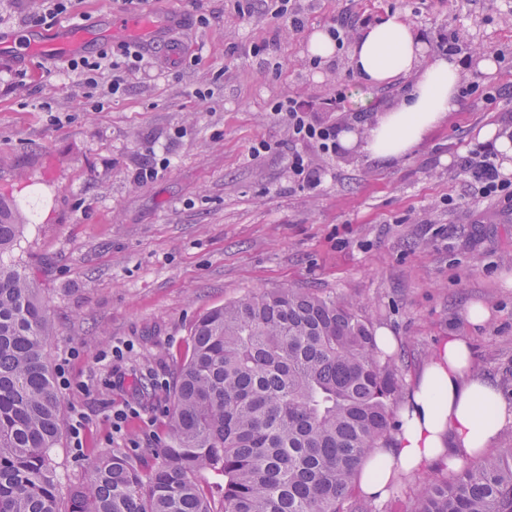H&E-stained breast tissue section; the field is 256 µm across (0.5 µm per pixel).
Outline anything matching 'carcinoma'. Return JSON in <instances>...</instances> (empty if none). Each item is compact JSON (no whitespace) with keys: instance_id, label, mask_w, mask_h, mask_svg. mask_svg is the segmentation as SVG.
Segmentation results:
<instances>
[{"instance_id":"cac0c4a2","label":"carcinoma","mask_w":512,"mask_h":512,"mask_svg":"<svg viewBox=\"0 0 512 512\" xmlns=\"http://www.w3.org/2000/svg\"><path fill=\"white\" fill-rule=\"evenodd\" d=\"M29 216L0 198V512H370L354 480L401 398L352 301L295 288L203 314L176 373L161 448L141 467L109 449L61 501L50 452L63 403L38 283L3 255ZM224 478L219 492L204 481ZM408 512H512V448L415 493Z\"/></svg>"}]
</instances>
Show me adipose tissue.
Masks as SVG:
<instances>
[{
    "mask_svg": "<svg viewBox=\"0 0 512 512\" xmlns=\"http://www.w3.org/2000/svg\"><path fill=\"white\" fill-rule=\"evenodd\" d=\"M423 48L419 34L399 12L386 14L358 35L349 64L365 84L381 87L406 76L413 84L400 102L380 111L366 135L343 131L342 146L396 159L459 109L458 68L445 58L424 61ZM510 424L512 408L496 385L472 373L468 343L444 337L411 379L397 430L372 450L356 488L368 497H386L399 475L462 464L494 446Z\"/></svg>",
    "mask_w": 512,
    "mask_h": 512,
    "instance_id": "obj_1",
    "label": "adipose tissue"
}]
</instances>
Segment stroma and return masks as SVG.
<instances>
[{
    "mask_svg": "<svg viewBox=\"0 0 512 512\" xmlns=\"http://www.w3.org/2000/svg\"><path fill=\"white\" fill-rule=\"evenodd\" d=\"M151 0L146 16L182 22L134 42L145 72L120 95L109 76L86 86L43 51L0 57V195L40 203L13 256L33 269L48 305L52 364L64 365L65 415L86 419L82 448L63 435L53 451L62 495L104 449L140 461L165 437L169 387L192 347L199 315L259 290L301 288L360 303L374 328L399 339V380L443 337L472 348L473 371L512 407V198H486L461 162L494 125L512 129V0H300L304 24L267 14L261 0ZM90 55L124 42L108 24L122 0H80ZM400 11L438 53L458 33L463 79L504 89L494 107L463 98L403 158L293 139L274 105L286 95L313 106L315 124L366 133L409 82L371 87L352 73L351 46L311 63L313 32L337 20ZM497 58L493 71L479 57ZM344 92L340 112L321 109ZM265 144L253 155L257 144ZM304 155L322 184L302 187L288 159ZM166 160L137 185L143 164ZM488 314L479 326L469 305ZM120 345V357L100 354ZM136 408L121 433L112 408Z\"/></svg>",
    "mask_w": 512,
    "mask_h": 512,
    "instance_id": "stroma-1",
    "label": "stroma"
}]
</instances>
